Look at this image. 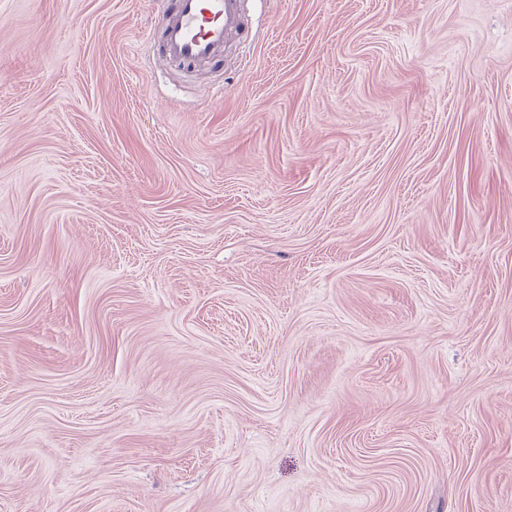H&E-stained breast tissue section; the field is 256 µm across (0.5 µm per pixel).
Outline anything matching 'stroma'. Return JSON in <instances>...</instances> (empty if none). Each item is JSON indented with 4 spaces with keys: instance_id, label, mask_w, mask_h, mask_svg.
I'll return each mask as SVG.
<instances>
[{
    "instance_id": "stroma-1",
    "label": "stroma",
    "mask_w": 512,
    "mask_h": 512,
    "mask_svg": "<svg viewBox=\"0 0 512 512\" xmlns=\"http://www.w3.org/2000/svg\"><path fill=\"white\" fill-rule=\"evenodd\" d=\"M0 0V512H512V0ZM161 54L183 68H218L228 48L245 41L249 26L243 0H168Z\"/></svg>"
}]
</instances>
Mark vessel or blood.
Instances as JSON below:
<instances>
[{
	"label": "vessel or blood",
	"instance_id": "1",
	"mask_svg": "<svg viewBox=\"0 0 512 512\" xmlns=\"http://www.w3.org/2000/svg\"><path fill=\"white\" fill-rule=\"evenodd\" d=\"M161 54L190 68L219 67L228 48L249 32L243 0H168Z\"/></svg>",
	"mask_w": 512,
	"mask_h": 512
}]
</instances>
